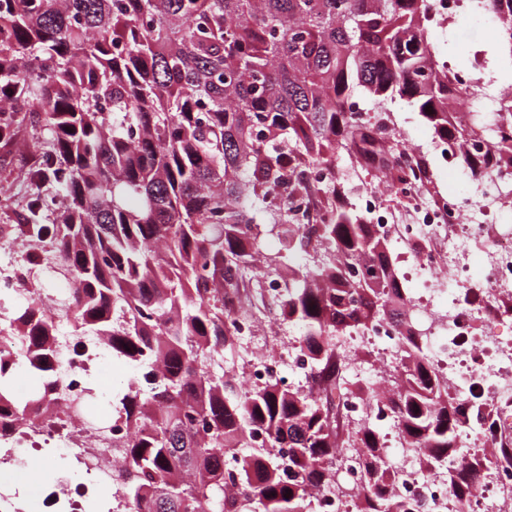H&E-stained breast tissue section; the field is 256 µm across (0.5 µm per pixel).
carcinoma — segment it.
Wrapping results in <instances>:
<instances>
[{"instance_id":"carcinoma-1","label":"carcinoma","mask_w":512,"mask_h":512,"mask_svg":"<svg viewBox=\"0 0 512 512\" xmlns=\"http://www.w3.org/2000/svg\"><path fill=\"white\" fill-rule=\"evenodd\" d=\"M471 2L512 59V0ZM434 22L430 0H0V140L19 103L49 131L26 223L9 231L50 241L72 280L63 315L132 370L114 412L134 431L112 442L124 512H311L316 493L336 489L343 448L364 457L349 512H423L396 492L377 425L335 423L343 399L366 394L337 364L338 343L386 318L399 329L382 377L395 432L464 512L484 460L445 465L467 412L408 319L390 239L336 201L332 179L303 181L312 167L333 171L346 135L393 166L356 110L359 88L406 100L460 147L490 139L460 153L471 177L512 168V102L497 100L490 123L460 116V71L436 56ZM282 191L309 196L319 222L291 223ZM51 196L66 205L42 224ZM257 202L278 220L274 253L261 247ZM313 241L322 256L308 265ZM259 256L288 281L276 305L312 363L304 389L241 388L235 370L209 369L236 346L230 303L242 304ZM16 340L19 357L0 352V426L23 431L63 395L53 321L13 309L0 343ZM22 366L35 380L24 399L12 386Z\"/></svg>"}]
</instances>
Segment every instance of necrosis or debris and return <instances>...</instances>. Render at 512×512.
<instances>
[{
    "mask_svg": "<svg viewBox=\"0 0 512 512\" xmlns=\"http://www.w3.org/2000/svg\"><path fill=\"white\" fill-rule=\"evenodd\" d=\"M396 173L413 190V222L397 223L379 207L372 190L363 193L361 207L379 233L396 237L412 249L420 274L444 273L442 279L427 282L425 303L413 304L411 309L415 323L426 332L430 359L447 381L450 395L467 405H476L487 396L496 401L512 397V344H503L496 333L497 325L512 322V228L495 232L488 224L472 220L469 193H451L431 202L416 195V188L428 183L431 172L409 156H401ZM15 254V249L0 247V299L34 300L47 309L57 329V381L70 399L59 419L42 417L30 425L27 439L31 447L46 443L82 458L90 475L89 483L66 489L40 487V501L43 512H79L89 491L118 494L107 440L86 415L75 414L70 407L86 395L92 367L104 351L103 339L73 332L59 309V298L32 288L30 279L19 277ZM475 256L483 276L473 284L468 270ZM287 367L300 374L308 371L306 357L292 344L275 357L257 359L246 371L247 381L280 377ZM499 426V420L491 416L460 436L466 447L488 450L486 476L469 498L467 512H499L504 495L512 493V467L501 466L492 450ZM400 455L398 493L423 495L428 512H448V487L440 477L419 467L418 450L404 448Z\"/></svg>",
    "mask_w": 512,
    "mask_h": 512,
    "instance_id": "1",
    "label": "necrosis or debris"
}]
</instances>
